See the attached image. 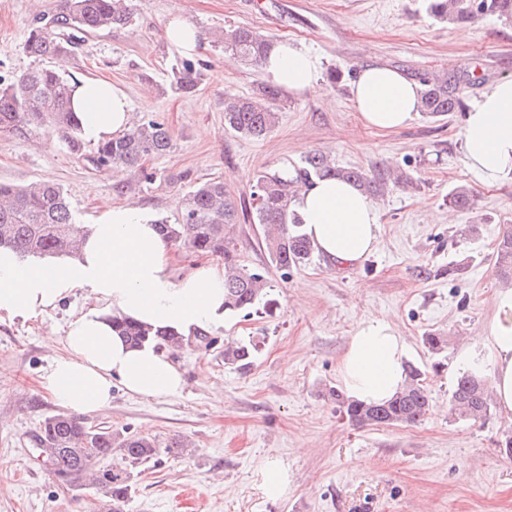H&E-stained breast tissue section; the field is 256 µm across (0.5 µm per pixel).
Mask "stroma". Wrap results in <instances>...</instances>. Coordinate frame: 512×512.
Returning a JSON list of instances; mask_svg holds the SVG:
<instances>
[{"mask_svg": "<svg viewBox=\"0 0 512 512\" xmlns=\"http://www.w3.org/2000/svg\"><path fill=\"white\" fill-rule=\"evenodd\" d=\"M66 0H0V77L33 67L24 42L41 15ZM131 24L85 35L63 60L68 78L106 79L126 86L133 116L153 115L171 132L170 152L149 158L152 181L128 176L113 191L115 173L95 170L46 128L0 133V182L50 181L66 193L78 223L90 225L112 206L139 208L177 222L172 198L197 183L223 180L249 201L257 174L299 165L314 149L337 165L357 167L384 184L376 249L356 264H310L282 272L270 260L260 225L241 220L232 239L241 260L265 271L272 311L234 315L188 338L171 358L185 372L180 395L147 399L112 386V403L85 415L92 427L119 435L148 434L158 447L186 440L184 456L142 465L123 512H512V459L498 443L507 423L498 410L473 423L448 417L462 351L488 361L474 334L489 321L488 299L500 290L491 256L504 225H512V181L482 182L463 160L465 115L452 112L382 132L363 125L351 83L362 67L383 65L414 79L439 69L464 75L462 96L473 107L497 80L512 77V26L487 16L465 26L434 19L428 0H134ZM179 17L197 26V54L177 52L162 37ZM248 26L288 40L319 60L324 95L282 94L278 121L256 140L224 126V100L264 84L260 67L227 62L224 30ZM197 64L196 92L177 91L174 74ZM407 185L392 184L394 172ZM474 194L468 209L449 207L456 186ZM477 225L471 236L463 225ZM79 289L61 308L37 318L0 321V512H99L96 490L68 491L48 479L36 456L42 421L62 414L40 382L64 332L86 306ZM385 314L411 348L412 362L440 372L427 379L428 418L415 427L352 426L329 395L339 387V362L360 321ZM444 336L442 355L422 338ZM251 340L258 350L244 369L224 362L226 339ZM288 467V493L264 498L253 483L267 458Z\"/></svg>", "mask_w": 512, "mask_h": 512, "instance_id": "1", "label": "stroma"}]
</instances>
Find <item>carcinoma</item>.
<instances>
[{"label": "carcinoma", "mask_w": 512, "mask_h": 512, "mask_svg": "<svg viewBox=\"0 0 512 512\" xmlns=\"http://www.w3.org/2000/svg\"><path fill=\"white\" fill-rule=\"evenodd\" d=\"M430 12L444 24L472 22L495 16L512 22V0H430ZM133 0H67L65 11L54 14L58 25L41 21L30 29L26 53L40 61H60L67 57L84 33L122 28L130 24ZM270 45L261 33L247 26L224 32V49L245 65H257ZM420 112L428 118L458 112L463 106L461 80L456 76H426ZM177 88L187 94L195 91L197 73L186 62L175 76ZM69 80L56 65L32 68L6 81L0 79V132L24 125L46 127L59 134L70 149L86 156L94 167L134 171L146 181L154 178L144 164L147 159L166 153L172 135L164 124L150 115L134 123L123 135L99 142L84 154L80 125L70 104ZM279 88L265 85L247 97L224 100V126L243 137L260 139L276 123ZM336 178L355 184L370 194L378 190L375 179L357 168H341L320 150L305 156L293 170L283 167L257 175L249 208L252 223L265 232V244L272 263L284 272L312 262L314 247L301 233L298 216L292 210L296 188L315 179ZM469 188L458 186L448 193L451 207L471 205ZM239 209L224 181L203 182L184 198L180 219L170 224L156 221L159 231L170 242L182 243L193 252L224 260V307L231 313L250 314L260 307H273L268 298L265 275L243 264L236 253L228 229L238 223ZM88 226L76 222L63 189L48 181L23 186L0 184V250H10L22 259L77 257V236ZM495 274L504 283L512 282V225L506 224L492 256ZM116 331L132 346L153 343L158 348H179L184 336L175 331L156 329L125 319H114ZM257 346L230 340L224 344V363L247 366ZM427 371L409 363L402 388L387 402L366 404L333 389L336 408L358 427L398 424L417 426L430 413L432 399L426 383ZM491 411L488 380L481 363L475 362L457 374L448 399V416L462 421H478ZM38 455L51 462L47 470L52 481L66 490L96 485L107 501L104 512H122L131 494L138 468L161 454L179 456L187 451L183 441L174 440L160 448L148 434L117 436L109 428H94L77 417L53 415L45 418L35 436ZM118 451L121 463L103 467L101 460Z\"/></svg>", "instance_id": "cac0c4a2"}]
</instances>
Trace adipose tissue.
Listing matches in <instances>:
<instances>
[{"label": "adipose tissue", "instance_id": "obj_1", "mask_svg": "<svg viewBox=\"0 0 512 512\" xmlns=\"http://www.w3.org/2000/svg\"><path fill=\"white\" fill-rule=\"evenodd\" d=\"M318 59L305 48L272 42L261 62L266 78L294 94L319 95ZM71 103L82 137L96 143L122 135L131 106L120 85L73 79ZM420 82L384 66L362 68L352 98L366 126L394 130L414 120ZM466 165L488 182L512 180V77L498 80L467 112L461 132ZM294 209L302 231L332 262L349 265L378 244L379 212L358 187L340 180H317L298 195ZM83 288L90 303L70 321L56 358L42 379L43 388L74 415L109 407L112 385L153 399L179 395L185 379L179 366L154 346L133 347L112 330L116 318L182 333L223 326L224 270L203 261L174 277L170 245L150 218L130 206H116L91 225L76 263L27 265L11 252H0V320L37 317L63 304ZM489 305L492 318L480 331L493 366L494 398L512 423V289L497 291ZM409 345L392 320L364 318L350 337L340 362L345 392L366 402L391 397L404 381Z\"/></svg>", "mask_w": 512, "mask_h": 512}]
</instances>
